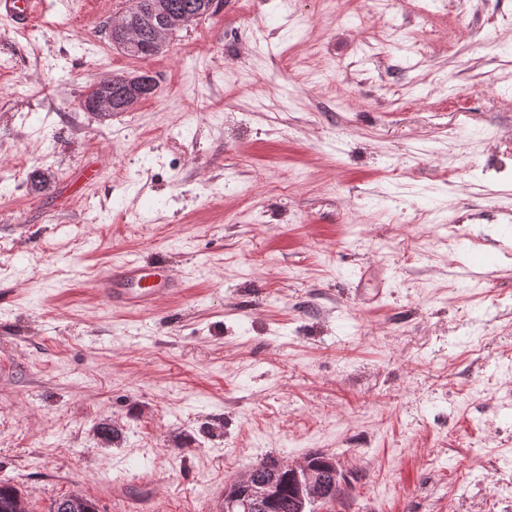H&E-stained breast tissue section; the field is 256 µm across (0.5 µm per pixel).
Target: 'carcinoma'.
Listing matches in <instances>:
<instances>
[{
    "mask_svg": "<svg viewBox=\"0 0 512 512\" xmlns=\"http://www.w3.org/2000/svg\"><path fill=\"white\" fill-rule=\"evenodd\" d=\"M222 0H128L126 9L130 20L139 30V42L126 55L146 60L163 51L152 43V29L157 17L168 10H185L195 23L219 11ZM260 478L272 482V504L268 512H295L293 488L288 481L287 466L275 459H266L255 465ZM0 512H30L28 503L17 488L0 483Z\"/></svg>",
    "mask_w": 512,
    "mask_h": 512,
    "instance_id": "carcinoma-1",
    "label": "carcinoma"
}]
</instances>
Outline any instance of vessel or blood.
<instances>
[{
  "instance_id": "1",
  "label": "vessel or blood",
  "mask_w": 512,
  "mask_h": 512,
  "mask_svg": "<svg viewBox=\"0 0 512 512\" xmlns=\"http://www.w3.org/2000/svg\"><path fill=\"white\" fill-rule=\"evenodd\" d=\"M43 0H0V16L12 21L17 32H26L44 13ZM182 286L162 262L151 265L131 259L106 268L95 282L96 292L111 306L152 310L158 294H177Z\"/></svg>"
}]
</instances>
